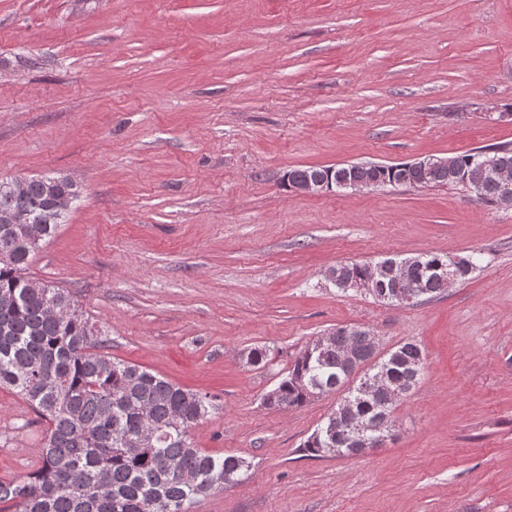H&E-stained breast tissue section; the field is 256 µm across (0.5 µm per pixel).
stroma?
<instances>
[{
	"label": "stroma",
	"instance_id": "obj_1",
	"mask_svg": "<svg viewBox=\"0 0 512 512\" xmlns=\"http://www.w3.org/2000/svg\"><path fill=\"white\" fill-rule=\"evenodd\" d=\"M507 104L512 0H0V179L80 191L31 276L67 289L112 357L210 396L195 445L251 463L192 512H512V208L459 186L283 181L512 142ZM422 251L477 268L407 306L324 279ZM346 326L383 353L416 343L423 374L383 447L312 457L338 394L262 398ZM45 443L0 388V481ZM333 167H305L293 169L288 172V184L302 182L309 177L312 178V176L316 173H323L325 170H330ZM326 188V182L322 180L321 176H317L315 178L308 179L307 181L301 184H296L292 190L293 192L298 194H318L327 191Z\"/></svg>",
	"mask_w": 512,
	"mask_h": 512
}]
</instances>
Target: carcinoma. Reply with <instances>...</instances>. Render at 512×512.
<instances>
[{"instance_id": "carcinoma-1", "label": "carcinoma", "mask_w": 512, "mask_h": 512, "mask_svg": "<svg viewBox=\"0 0 512 512\" xmlns=\"http://www.w3.org/2000/svg\"><path fill=\"white\" fill-rule=\"evenodd\" d=\"M497 166L512 171V144L490 147ZM485 150L451 156L452 169L430 165L355 163L335 167L336 182L394 180L409 186H457L474 190L478 198L496 205L503 193L497 175L485 166ZM0 219L22 213L26 224H1L0 239L13 241L0 256V387L17 391L47 424L42 465L18 481H0V512L18 503L24 512H190L200 499L226 485L242 481L247 460L235 455L215 457L195 447L190 429L212 407L207 396L184 389L142 367L105 352L107 340L98 335L89 317L64 288H51L28 272L30 230L40 240L51 239L67 211L55 200L79 197L68 176L1 180ZM407 278L434 298L448 291V267L456 283L476 269L471 256L424 251L375 263H339L326 279L345 292L351 282H370L369 295L391 302L400 287L398 267ZM334 343L310 356L303 350L288 375L272 389L264 405L297 408L317 395L342 391L348 411L327 416L303 444L312 455L327 448L343 454L353 448L352 426L391 423L396 394L419 382L424 357L409 341L381 354L369 337L341 327ZM349 351L363 366L349 378L340 354ZM383 376L370 392L363 381ZM147 442L138 445L142 435Z\"/></svg>"}]
</instances>
